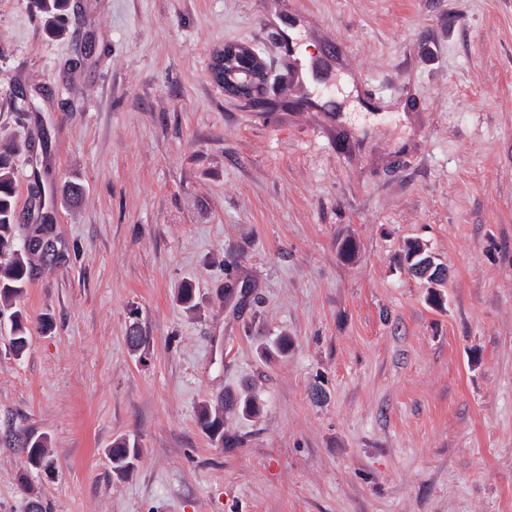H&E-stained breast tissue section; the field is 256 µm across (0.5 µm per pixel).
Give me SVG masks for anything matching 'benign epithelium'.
I'll return each mask as SVG.
<instances>
[{
  "mask_svg": "<svg viewBox=\"0 0 512 512\" xmlns=\"http://www.w3.org/2000/svg\"><path fill=\"white\" fill-rule=\"evenodd\" d=\"M216 75L224 82V91L237 97H251L268 81L263 60L253 50L237 45L224 46L216 62Z\"/></svg>",
  "mask_w": 512,
  "mask_h": 512,
  "instance_id": "1",
  "label": "benign epithelium"
}]
</instances>
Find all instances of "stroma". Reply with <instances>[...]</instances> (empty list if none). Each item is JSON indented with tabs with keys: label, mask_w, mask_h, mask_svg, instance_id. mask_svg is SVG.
Segmentation results:
<instances>
[{
	"label": "stroma",
	"mask_w": 512,
	"mask_h": 512,
	"mask_svg": "<svg viewBox=\"0 0 512 512\" xmlns=\"http://www.w3.org/2000/svg\"><path fill=\"white\" fill-rule=\"evenodd\" d=\"M44 133L78 256L22 297L23 356L0 329V512H512V0H70L60 34L0 0L23 221ZM244 388L221 447L199 408ZM216 75L224 82L226 93L237 97H252L268 81L263 60L253 50L237 45H225L216 62ZM22 447L25 448L27 459L31 464L48 465L49 444L47 438L30 434L25 438ZM141 450L134 443L126 439L117 440L112 444V448L107 449L110 462L112 464L113 472L119 477H125L129 475L134 468L132 458L134 455L140 456Z\"/></svg>",
	"instance_id": "stroma-1"
}]
</instances>
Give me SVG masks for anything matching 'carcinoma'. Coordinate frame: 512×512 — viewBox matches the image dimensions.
Instances as JSON below:
<instances>
[{"mask_svg": "<svg viewBox=\"0 0 512 512\" xmlns=\"http://www.w3.org/2000/svg\"><path fill=\"white\" fill-rule=\"evenodd\" d=\"M46 22L53 24L65 10L68 0H38ZM15 162L11 150L0 149V314L7 315L10 322V347L19 356L28 344L27 319L17 307L28 284L34 277V269L40 254L26 242L32 243L55 233L53 217L46 208L45 194L42 190V173L33 167L30 174L32 199L39 203L32 215V221L21 224L15 209ZM239 412L255 416L260 412L259 405L247 391L224 393L220 405L214 407L204 404L199 410V418L209 438L222 446L231 442L224 435V413ZM23 448L27 459L34 465H48L47 438L32 434L25 438ZM141 449L126 439L117 440L107 449L113 472L119 477L130 474L134 468L132 458L138 456Z\"/></svg>", "mask_w": 512, "mask_h": 512, "instance_id": "1", "label": "carcinoma"}]
</instances>
